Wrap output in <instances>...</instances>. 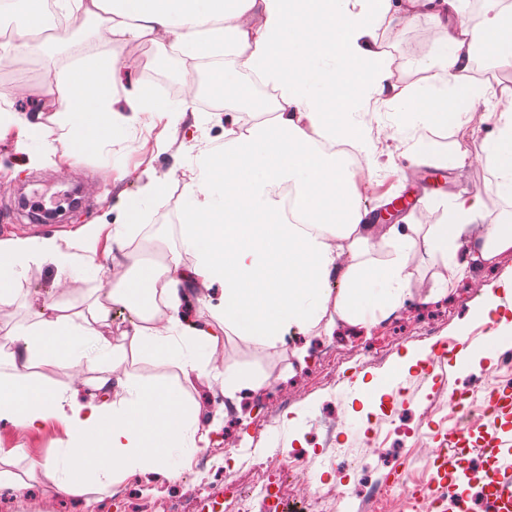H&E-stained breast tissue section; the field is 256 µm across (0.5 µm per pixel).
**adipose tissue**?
Returning a JSON list of instances; mask_svg holds the SVG:
<instances>
[{"mask_svg": "<svg viewBox=\"0 0 512 512\" xmlns=\"http://www.w3.org/2000/svg\"><path fill=\"white\" fill-rule=\"evenodd\" d=\"M69 16L104 19L110 37L126 43L163 40L189 59H219L233 50L249 73L273 85L277 117L232 136L218 152L202 153L186 185L182 238L195 261L143 263L113 284L88 314L71 317L53 305L36 312L32 323L11 331L10 371L0 376V419L36 428L50 417L61 419L71 437L66 448L44 462L58 475L66 494L98 493L122 477L158 472L180 477L197 451L191 435L220 433L224 422L202 423L179 389L171 386L123 388L102 378L98 388L107 402L94 404L61 397L35 381L33 361L94 362L117 354L100 327L112 308H137L141 290L157 292L167 325H152L144 315L133 336L141 353L171 361L186 381L201 379L203 365L230 329L256 345L269 343L286 328L305 334L327 315L350 324L364 322L398 306L412 281L409 257L417 244L439 256L449 277L463 274L456 240L484 212L481 197L454 199L448 221L434 225L423 241L413 227L399 232L395 256L383 266L359 262L369 246L368 212L354 190V174L341 157L317 149L316 139L364 144L365 131L352 111L361 103L388 100L400 128L461 131L475 104L486 97V83L470 71L481 49L512 64L503 53L512 42V7L490 9L483 22L462 20V0H57ZM21 8L15 36L0 43V60L45 52L48 46L71 50L74 60L57 74L56 112L72 139L87 148L100 146L114 130L141 115H163L177 124L180 113L151 96L141 84L126 93L125 111L114 109L112 79L119 58L105 57L98 44L75 42L69 30L41 36V0H0V8ZM428 11L445 31L433 73L413 91L399 94L392 82L393 61L363 46L372 31L393 22L395 13ZM493 139L479 146L493 161L496 192L512 201V113L485 111ZM293 184L303 223H289L278 190ZM345 243L353 263L339 266L332 240ZM33 258L70 271L76 256L56 238L18 239L0 250V306L20 291L15 269ZM345 286L328 287L334 277ZM218 284L223 296L213 306L212 324L198 326L181 317V293Z\"/></svg>", "mask_w": 512, "mask_h": 512, "instance_id": "adipose-tissue-1", "label": "adipose tissue"}]
</instances>
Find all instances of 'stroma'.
<instances>
[{
    "label": "stroma",
    "instance_id": "obj_1",
    "mask_svg": "<svg viewBox=\"0 0 512 512\" xmlns=\"http://www.w3.org/2000/svg\"><path fill=\"white\" fill-rule=\"evenodd\" d=\"M444 32L427 15L407 23L401 34L375 30L367 43L371 49L396 59L403 70V87L422 84L428 71L426 64L435 59ZM64 52L51 50L39 55H18L0 62V104L21 106L41 104L40 119L51 131L50 140L59 154L55 163L38 171L27 170L25 155L18 142L17 129L0 133V182L10 183L9 193L0 194V242L16 238H57L62 246L76 245L77 231L88 224H106L118 229L124 238V250L98 249L95 264L79 266L60 273L51 263L32 260L17 269L21 293L11 305L0 307V341L15 327L27 324L33 313L52 304L64 314L86 311L102 298L108 286L127 276L125 256L129 253H160L176 257L182 264L194 261L181 246V227L171 221L180 213L186 199L185 183L196 167L200 150L216 149L224 144V130L229 119L247 125L243 113L229 115L224 108L209 111L202 106L184 110V94L168 99V107L183 112L179 127L167 126L158 119L143 118L115 134L111 144L76 157L65 156L71 135L60 126L54 111L55 97L48 92ZM368 134V151L363 155L364 173L356 180L359 200L369 211H386L397 198L409 200L407 209L398 212L394 221H380L370 238L378 248L372 257L379 262L393 258V230L413 224L418 235H425L432 225L448 220V206L455 197L481 195L491 214L512 216V202L498 198L495 191V168L491 161L474 163L476 148L492 138V127L471 124L466 131L428 130L426 139L438 154L465 156L464 167L447 171L418 157L416 144L396 133L397 117L393 108L369 114H355ZM164 182L161 196L143 200L139 187L147 174ZM138 201V223L126 224L124 212L130 201ZM466 269L462 276L449 278L440 258L417 247L412 259L414 277L407 299L419 302L425 320L430 321L437 339L471 340L480 347L484 320L478 318L486 305L488 292L499 282L512 279V251L500 254L488 263L474 256L472 243L458 251ZM134 315L124 307H114L112 320L102 327L103 336L121 348L120 356L108 359L106 368L113 379L135 384H164L181 381L179 368L138 353L126 328ZM388 314L377 315L366 323L351 325L337 322L334 330L301 337L288 345L285 336L256 346L235 334L225 335L220 345L222 366H207L206 377L186 384L190 400L200 411L209 413L217 400L240 403L241 394L224 387L225 373H241L260 380H275L286 403L277 408V424H266L261 410L245 409L238 417L224 420L225 436L239 443L233 454H225L223 439L213 440L212 456L206 468L188 467L183 481L193 484L205 503L202 512H212L207 497L212 490L223 488L225 476L239 484L250 482L256 464L263 463L276 472V459L292 457L297 452L314 453L332 448L334 441L344 447L360 448L367 426L388 435L390 453L376 457L362 451L345 482L350 492L351 512H397L399 499L409 498L415 486L428 482L431 471L425 449L415 447L414 436L429 428L443 425L447 414L440 402L430 396L437 380L460 391H482L502 379L499 360L511 343L493 348L470 368L436 369L425 377L423 364L411 366L405 373V390L395 393L382 382L387 371L395 367L407 352H423L431 346L425 332L417 325L393 331ZM379 343L381 337L394 336L389 353L373 362H362L346 340L347 334ZM338 341V362L329 363L323 373L312 370L314 356L321 343ZM34 378L63 396L94 395L93 382L97 367L89 363L37 364ZM431 405L429 417H421L424 405ZM339 421L336 433L328 425ZM70 441L66 427L55 419L39 429H26L0 420V459L6 469L19 475L29 486L25 496L0 501V512H142L152 504L160 512L166 499L178 496L181 481L157 479L147 474L124 478L129 494L115 503L111 494L92 493L69 496L61 493L52 471L32 468V461H42L66 447ZM280 456H273V449ZM407 477L399 499L387 498L381 486L387 474Z\"/></svg>",
    "mask_w": 512,
    "mask_h": 512
}]
</instances>
